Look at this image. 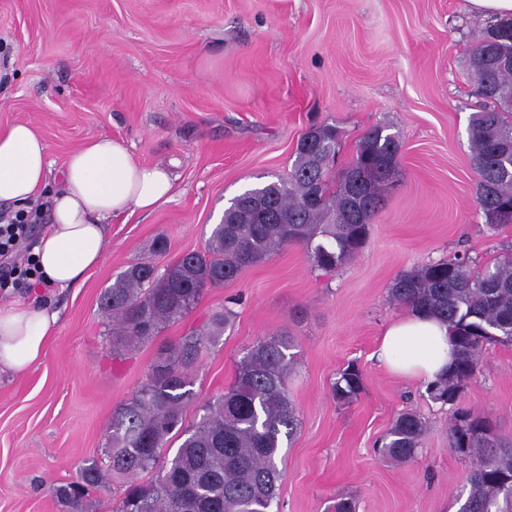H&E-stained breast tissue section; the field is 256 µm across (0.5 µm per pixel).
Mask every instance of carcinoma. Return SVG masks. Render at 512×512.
<instances>
[{
  "mask_svg": "<svg viewBox=\"0 0 512 512\" xmlns=\"http://www.w3.org/2000/svg\"><path fill=\"white\" fill-rule=\"evenodd\" d=\"M492 27L497 40L478 36L469 54L483 106L470 120L468 140L477 208L489 229L500 230L512 226V67L498 68L491 59L512 58V18ZM326 145L339 154L340 127L311 126L298 141L288 176L233 198L204 249L182 255L162 272L152 261L121 272L101 296L112 345L152 340L196 309L209 289L286 246L303 248L324 276L356 258L398 170H381L373 162L398 152L400 137L381 124L368 128L356 157L340 171L323 161ZM362 170L366 179L358 184L352 175ZM390 299L424 310L450 329L455 364L426 391L432 401L452 406L449 446L472 462L458 512H512V441H504L487 417L458 405L461 388L480 371L482 351L512 345V250L482 267L458 255L405 270L390 288ZM232 317L229 308L215 312L206 329L160 352L144 384L113 411L105 460L85 463L75 480L53 489L64 512H89L92 493L117 475L129 484L112 512H267L282 478L278 450L298 428L288 396L293 341L280 335L250 345L233 384L208 400L199 422L184 425V410L194 398L192 366L204 344L224 335ZM362 390L356 364L339 371L333 383L338 402L349 404ZM426 431L416 412L398 414L382 455L397 462L413 459ZM174 437L181 443L168 459L163 450ZM142 473L151 478L138 481Z\"/></svg>",
  "mask_w": 512,
  "mask_h": 512,
  "instance_id": "1",
  "label": "carcinoma"
}]
</instances>
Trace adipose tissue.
<instances>
[{
    "label": "adipose tissue",
    "instance_id": "obj_1",
    "mask_svg": "<svg viewBox=\"0 0 512 512\" xmlns=\"http://www.w3.org/2000/svg\"><path fill=\"white\" fill-rule=\"evenodd\" d=\"M49 166L46 144L28 124L0 130V203L26 207L42 193L51 200V222L33 249L51 288L73 287L103 262L113 217L152 211L174 188L169 166L139 164L123 142L109 137L72 153L58 183H50ZM58 322V310L44 296L0 304V373L39 364ZM376 357L398 376L437 382L453 361L448 326L426 312H408L385 328Z\"/></svg>",
    "mask_w": 512,
    "mask_h": 512
}]
</instances>
